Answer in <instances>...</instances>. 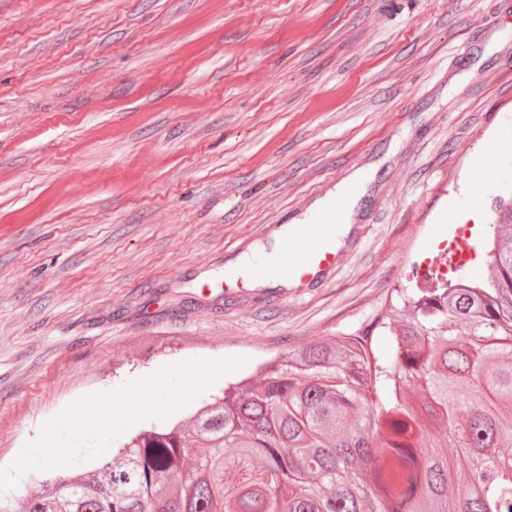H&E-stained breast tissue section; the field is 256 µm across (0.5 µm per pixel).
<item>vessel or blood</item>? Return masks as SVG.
Listing matches in <instances>:
<instances>
[{
    "mask_svg": "<svg viewBox=\"0 0 512 512\" xmlns=\"http://www.w3.org/2000/svg\"><path fill=\"white\" fill-rule=\"evenodd\" d=\"M344 215L343 207L331 204L316 212L310 223L294 225L281 242L278 259L257 261L255 275L302 282L334 266L338 260L336 228Z\"/></svg>",
    "mask_w": 512,
    "mask_h": 512,
    "instance_id": "b4317fda",
    "label": "vessel or blood"
}]
</instances>
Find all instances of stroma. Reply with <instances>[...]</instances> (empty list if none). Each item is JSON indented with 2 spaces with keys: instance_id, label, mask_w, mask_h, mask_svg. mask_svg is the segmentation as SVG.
I'll list each match as a JSON object with an SVG mask.
<instances>
[{
  "instance_id": "stroma-1",
  "label": "stroma",
  "mask_w": 512,
  "mask_h": 512,
  "mask_svg": "<svg viewBox=\"0 0 512 512\" xmlns=\"http://www.w3.org/2000/svg\"><path fill=\"white\" fill-rule=\"evenodd\" d=\"M512 0H0V469L77 399L357 336L512 162ZM310 286L237 262L355 171Z\"/></svg>"
}]
</instances>
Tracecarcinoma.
Returning a JSON list of instances; mask_svg holds the SVG:
<instances>
[{
  "label": "carcinoma",
  "instance_id": "1",
  "mask_svg": "<svg viewBox=\"0 0 512 512\" xmlns=\"http://www.w3.org/2000/svg\"><path fill=\"white\" fill-rule=\"evenodd\" d=\"M493 208L489 277L396 290L386 356L314 343L0 512H512V183Z\"/></svg>",
  "mask_w": 512,
  "mask_h": 512
}]
</instances>
